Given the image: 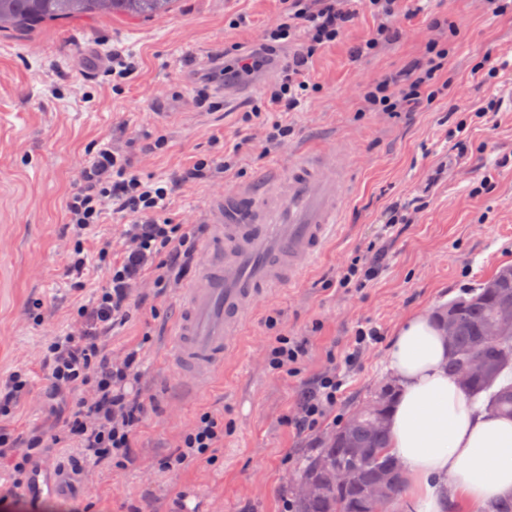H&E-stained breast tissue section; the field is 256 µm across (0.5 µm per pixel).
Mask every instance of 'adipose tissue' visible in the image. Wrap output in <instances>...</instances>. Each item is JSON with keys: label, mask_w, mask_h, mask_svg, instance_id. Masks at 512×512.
Masks as SVG:
<instances>
[{"label": "adipose tissue", "mask_w": 512, "mask_h": 512, "mask_svg": "<svg viewBox=\"0 0 512 512\" xmlns=\"http://www.w3.org/2000/svg\"><path fill=\"white\" fill-rule=\"evenodd\" d=\"M388 366L398 381L387 420L390 452L406 475L416 512H446L462 501L491 512L512 497V419L472 403L448 373V339L431 310L392 336Z\"/></svg>", "instance_id": "adipose-tissue-1"}]
</instances>
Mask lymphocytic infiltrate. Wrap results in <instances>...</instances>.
<instances>
[{
  "mask_svg": "<svg viewBox=\"0 0 512 512\" xmlns=\"http://www.w3.org/2000/svg\"><path fill=\"white\" fill-rule=\"evenodd\" d=\"M285 8L265 27L258 49L244 60L245 70L261 68L279 48L296 38L304 47L281 68L277 83L268 87L260 100L244 113L245 125H260L266 143L276 144L290 136L288 124L279 112L295 110L302 102L320 93L319 85L306 75L307 64L325 45L341 39L354 20L345 0H284ZM364 6L381 22L370 38L358 47V56H369L381 45L406 30L407 16L398 0H364ZM426 60L402 78L372 79L364 86V101L371 112H404L419 109L443 93L437 74L448 58L439 39L427 37ZM236 147L228 145L201 156L168 179L142 175L126 155L114 152L111 142L98 143L79 168V181L66 202L67 217L80 231L101 223L106 212L123 215L124 248L120 260L110 258L109 249L99 253L98 271L103 284L88 304L78 308L73 329L47 345L44 363L55 391L73 396L61 430L48 439L34 433L19 439L0 430V450L10 449L13 457V488L23 486L26 466L47 446L71 442L83 455L97 460L122 461L134 436L147 416V403L135 392L139 378L138 356L127 353L112 357L100 341L108 330L126 317L131 297L143 282L167 289L177 284L188 266L195 262L197 238L202 225L187 224L171 217L168 199L183 185H204L215 170L232 171ZM381 267L375 245L342 257L337 264V284L349 288L374 280ZM343 379L336 372L321 375L311 395L302 399L298 411L286 423L296 432L315 431L336 411ZM91 396H83V389ZM224 441V422L208 412L200 413L193 427L183 436L175 455L163 466L171 472L198 463H210Z\"/></svg>",
  "mask_w": 512,
  "mask_h": 512,
  "instance_id": "1",
  "label": "lymphocytic infiltrate"
}]
</instances>
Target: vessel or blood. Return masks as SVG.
Listing matches in <instances>:
<instances>
[{"label": "vessel or blood", "instance_id": "vessel-or-blood-1", "mask_svg": "<svg viewBox=\"0 0 512 512\" xmlns=\"http://www.w3.org/2000/svg\"><path fill=\"white\" fill-rule=\"evenodd\" d=\"M352 170L341 146L302 149L287 169H268L213 197L204 215L211 241L198 275L181 290L169 337L182 384L207 386L238 346L247 319L279 288L292 285L323 252L340 222Z\"/></svg>", "mask_w": 512, "mask_h": 512}]
</instances>
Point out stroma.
Segmentation results:
<instances>
[{"label": "stroma", "instance_id": "35a3bbf8", "mask_svg": "<svg viewBox=\"0 0 512 512\" xmlns=\"http://www.w3.org/2000/svg\"><path fill=\"white\" fill-rule=\"evenodd\" d=\"M400 7L409 15L407 37L360 58L354 49L377 21L356 6L345 37L309 63L321 97L283 113L292 133L267 149L260 130L242 129L240 117L278 80L276 65L254 73L214 110L195 107L194 74L230 46L251 51L280 0H176L169 15L151 20L93 15L0 32V376L23 368L31 382L14 414L0 420L16 436L58 431L70 400L51 393L43 351L52 335L72 328L78 307L101 285L92 266L85 288L66 276L75 229L65 202L92 145L111 142L144 174L161 176L210 153L212 138L239 142L237 166L224 176L229 184L251 180L304 140L319 147L341 139L364 160L352 174L335 241L301 279L254 312L238 352L200 394L177 384L166 352L177 289H138L131 317L102 342L115 355L138 351L147 418L123 464L83 459L76 448L35 457L30 470L54 484L39 495L50 512L73 504L89 512H286L302 455L391 382L385 353L397 327L512 267V65L500 56L512 44V15L483 11L477 0H402ZM437 16L457 28L443 78L468 86L475 103L501 97L500 111L463 131L444 97L417 112L363 111L358 84L421 62V39ZM115 54L133 68L117 86L102 64ZM481 62L501 65L495 86L477 81ZM148 87L160 96L146 100ZM150 134L165 135L167 150L143 152ZM484 179L488 189L473 194ZM412 200L420 204L412 223L385 230L387 211ZM371 242L383 252L381 274L338 287L337 259ZM370 325L380 331L377 343L353 365L341 363L356 330ZM279 334L307 341L298 376L268 365L266 349ZM332 368L345 376L335 419L308 434L288 429L286 415ZM204 411L224 421L216 463L176 475L161 469Z\"/></svg>", "mask_w": 512, "mask_h": 512}]
</instances>
